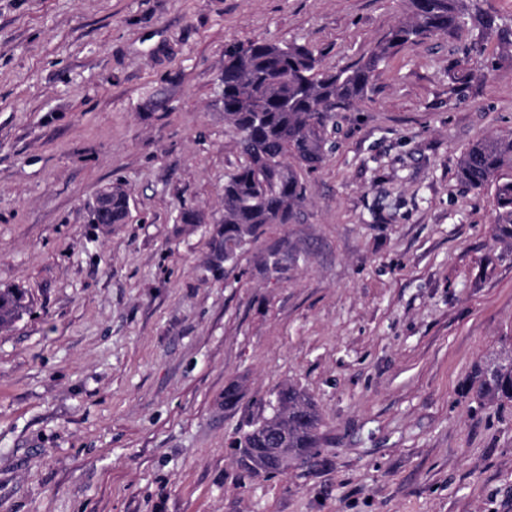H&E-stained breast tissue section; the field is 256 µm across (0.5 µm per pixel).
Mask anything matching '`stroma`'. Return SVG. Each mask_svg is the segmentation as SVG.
Wrapping results in <instances>:
<instances>
[{
  "mask_svg": "<svg viewBox=\"0 0 512 512\" xmlns=\"http://www.w3.org/2000/svg\"><path fill=\"white\" fill-rule=\"evenodd\" d=\"M406 0H0V512H512V406L476 362L512 336V247L462 152L512 132V58L472 34L399 49L340 112L305 202L213 271L242 162L233 46L366 55ZM122 183L123 224H92ZM196 210L199 224L178 220ZM240 401L224 404L230 384ZM286 383L319 454L244 472L228 443ZM28 308L29 299L23 289H0V327H10L18 322Z\"/></svg>",
  "mask_w": 512,
  "mask_h": 512,
  "instance_id": "35a3bbf8",
  "label": "stroma"
}]
</instances>
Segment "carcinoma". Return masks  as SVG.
I'll return each mask as SVG.
<instances>
[{"label":"carcinoma","instance_id":"obj_1","mask_svg":"<svg viewBox=\"0 0 512 512\" xmlns=\"http://www.w3.org/2000/svg\"><path fill=\"white\" fill-rule=\"evenodd\" d=\"M408 16L393 26L355 63L333 70L305 43L257 40L234 46L224 59V123L237 137L244 162L224 178V218L214 262L237 265L240 255L268 224H286L305 200L299 171L323 161L338 113L362 100L375 72L399 47L438 34L476 31L472 49L482 50L493 35L506 39L485 17L477 0H408ZM512 134L473 142L462 154L458 179L465 187L494 189L496 235L512 244ZM130 196L120 185L103 189L90 206L93 224H123ZM29 299L21 288L0 289V327L22 319ZM512 344L477 362L470 384L477 400L512 404ZM320 415L294 385L275 394L271 412L240 431L231 441L237 462L257 477L284 473L285 460L303 462L319 452Z\"/></svg>","mask_w":512,"mask_h":512}]
</instances>
